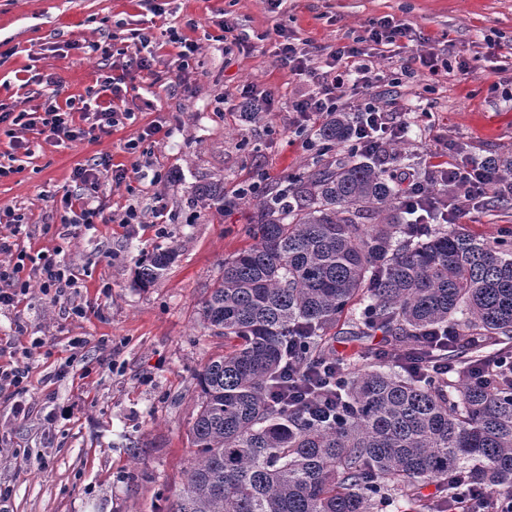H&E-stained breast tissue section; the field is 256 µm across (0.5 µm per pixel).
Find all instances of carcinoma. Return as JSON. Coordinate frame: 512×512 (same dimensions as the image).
Segmentation results:
<instances>
[{
	"instance_id": "cac0c4a2",
	"label": "carcinoma",
	"mask_w": 512,
	"mask_h": 512,
	"mask_svg": "<svg viewBox=\"0 0 512 512\" xmlns=\"http://www.w3.org/2000/svg\"><path fill=\"white\" fill-rule=\"evenodd\" d=\"M342 114L322 123L323 152L347 140ZM224 211V183L195 188ZM252 243L224 260L201 316L224 352L194 375L195 460L167 512H377L395 496L412 512L463 492L456 477L512 492V375L484 383L401 374L363 364L336 379L346 411L317 424L273 400L293 354L302 369L329 360L327 341L346 311L364 305L353 335L380 331L398 354L450 328L438 353L483 366L484 350L512 355V237L409 224L393 176L376 163H315L258 202ZM178 247L157 248L135 271L151 287Z\"/></svg>"
}]
</instances>
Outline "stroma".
<instances>
[{"label":"stroma","mask_w":512,"mask_h":512,"mask_svg":"<svg viewBox=\"0 0 512 512\" xmlns=\"http://www.w3.org/2000/svg\"><path fill=\"white\" fill-rule=\"evenodd\" d=\"M412 25L421 52L447 71L400 74L403 54L367 41L370 21ZM237 43L215 37L222 21ZM175 28L197 43L185 87L155 84L174 67L177 50L157 51L152 71L139 69L133 31ZM307 43L310 64L324 69L327 50L363 38L380 79L370 94L393 113L409 112V133L384 168L397 181L422 177L429 165L472 167L512 156V0H0V102L13 112L42 111L40 77L52 76L59 101L85 94L99 76L126 74L130 89L115 100L130 120L111 134L59 145L38 130L20 131L21 148L0 135V236L22 217L29 255L59 252L75 288L52 300L39 285L17 306L0 309V366L29 368L28 391H0V512H165L193 461L189 431L197 413L194 375L223 338L211 335L200 304L224 261L250 244L255 202L219 214L192 200L194 186L223 180L225 192L265 174L268 188L310 166L316 131L290 139L288 105L309 91L276 58L277 28ZM269 89L275 104L253 122L244 89ZM163 126L150 157L128 150L149 126ZM107 154L126 177L99 175L102 219L93 229L61 224L65 194H78L73 168ZM165 179L155 180L156 171ZM136 206L144 228L123 225ZM164 206L163 223L154 210ZM460 222L493 239L512 230V199L467 202ZM175 245L176 260L151 287L133 284L141 252ZM85 312L72 314V306ZM42 347H35L34 339ZM66 377L56 371L66 358ZM29 413L17 416L16 401Z\"/></svg>","instance_id":"stroma-1"}]
</instances>
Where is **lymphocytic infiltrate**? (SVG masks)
Masks as SVG:
<instances>
[{
  "instance_id": "1",
  "label": "lymphocytic infiltrate",
  "mask_w": 512,
  "mask_h": 512,
  "mask_svg": "<svg viewBox=\"0 0 512 512\" xmlns=\"http://www.w3.org/2000/svg\"><path fill=\"white\" fill-rule=\"evenodd\" d=\"M279 60L286 64L292 75L301 81L312 84L311 92L295 99L290 108L295 114V125L299 131H306L313 118H326L350 100L357 90L373 85L376 77L364 51L355 45L336 47L327 55V69L324 72L309 67L306 48L284 37L277 51ZM122 88L119 78L103 75L95 86L86 90L78 100L58 103L55 96H48L43 111L13 113L0 111V125H6L7 136H14L16 129L31 130L42 128L56 143H72L83 140L87 131L93 130L102 135L110 134L120 123V114L114 110L112 100L120 96ZM80 112L83 127L73 123V112ZM351 151L380 160L386 159L390 144L403 139L408 125L406 120L390 117L374 101H366L350 114ZM113 169L109 156H100L86 163L76 165L73 179L82 187L77 195L64 198L65 216L61 221L74 227L91 228L102 214L97 196L99 173ZM501 183L498 171L486 164L471 170L458 167L431 165L423 180L413 181L402 190V199L410 211H418L427 205L445 210V223H456L460 213L458 208L448 207L447 189L451 186H464L467 199L483 197L497 190ZM26 227L15 224L10 237H0V307L17 304L30 290L31 278H38L44 294L61 297L67 288L73 287L76 277L70 268L55 255L42 253L35 266H27V255L13 249L12 237L25 233ZM300 368L289 363L284 383L274 396L289 409L307 413L319 422L334 421L340 410L335 406L324 387L314 389L303 386L299 381Z\"/></svg>"
}]
</instances>
